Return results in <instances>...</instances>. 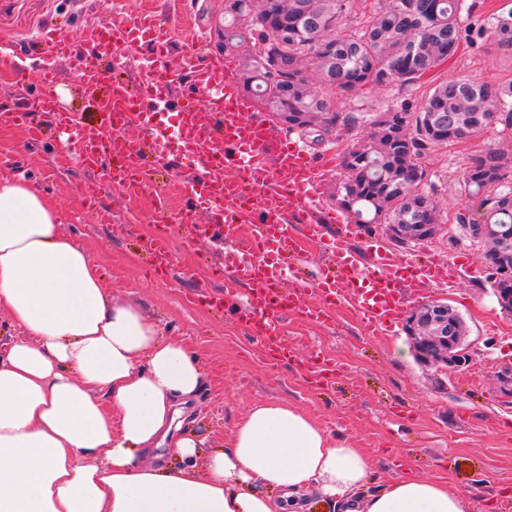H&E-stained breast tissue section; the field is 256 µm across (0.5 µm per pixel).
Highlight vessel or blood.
Segmentation results:
<instances>
[{
    "instance_id": "b4317fda",
    "label": "vessel or blood",
    "mask_w": 512,
    "mask_h": 512,
    "mask_svg": "<svg viewBox=\"0 0 512 512\" xmlns=\"http://www.w3.org/2000/svg\"><path fill=\"white\" fill-rule=\"evenodd\" d=\"M85 38L97 49L71 73L85 93H102L106 122L97 128L74 124L71 113L53 96L59 81L56 63L71 60L72 45L52 30L46 34L52 61L38 69L43 93L28 107L1 112L0 123L53 115L94 174L81 188L91 207L114 189L127 195L155 192L146 151L167 165L190 169V176L180 181V192L207 204L203 235L219 240L225 225H248V239L235 243L232 261L237 282L246 288L238 318L247 334L262 342L270 359L282 363L291 355L283 330L288 316L321 323L346 302L378 331L400 318L405 288L451 283L447 262L396 265L378 246H370L364 257L351 248L348 235L329 233L330 225L349 223L350 217L324 209L325 169L298 140L272 134L247 112L233 63L222 54L203 53L195 43L182 52L177 70H170L168 29L149 14L107 25L102 34L88 30ZM140 39L147 40L150 52L145 77L133 85L118 78L115 68L124 49ZM178 71L189 75L195 91L174 101L170 89ZM134 123L143 128V135L129 134ZM298 229L308 239L324 242L336 259L335 271L321 275L314 287L286 277L291 264L286 248ZM149 250L155 267L172 269L175 254L166 233L153 236Z\"/></svg>"
}]
</instances>
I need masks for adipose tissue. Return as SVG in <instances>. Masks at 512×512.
<instances>
[{"label":"adipose tissue","instance_id":"1","mask_svg":"<svg viewBox=\"0 0 512 512\" xmlns=\"http://www.w3.org/2000/svg\"><path fill=\"white\" fill-rule=\"evenodd\" d=\"M59 208L0 176V512H477L471 494L407 476L364 494L372 459L283 402L254 404L227 448L201 456L181 420L199 360L104 288ZM170 448L178 468L148 463Z\"/></svg>","mask_w":512,"mask_h":512}]
</instances>
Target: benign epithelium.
Masks as SVG:
<instances>
[{"label": "benign epithelium", "mask_w": 512, "mask_h": 512, "mask_svg": "<svg viewBox=\"0 0 512 512\" xmlns=\"http://www.w3.org/2000/svg\"><path fill=\"white\" fill-rule=\"evenodd\" d=\"M462 224L475 239L507 253L512 251V235L499 240L498 232L490 224L478 222L467 212H462ZM439 224H389V234L399 240H418L435 237ZM406 330L416 359L423 365L440 370H456L472 357L465 344L463 326L458 313L447 303L432 300L413 310L407 318Z\"/></svg>", "instance_id": "benign-epithelium-1"}]
</instances>
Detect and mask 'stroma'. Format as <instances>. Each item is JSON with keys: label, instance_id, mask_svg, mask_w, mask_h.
<instances>
[{"label": "stroma", "instance_id": "35a3bbf8", "mask_svg": "<svg viewBox=\"0 0 512 512\" xmlns=\"http://www.w3.org/2000/svg\"><path fill=\"white\" fill-rule=\"evenodd\" d=\"M147 11L172 32L175 51L190 46L206 32L207 51L224 50L217 27L224 0H0V110L15 109L37 91V64L46 45L43 29L57 25L75 50L84 47L83 32L100 21L131 20ZM56 98L87 125L102 122L96 98L74 83L68 62L58 65ZM456 76L512 82V57L498 51L492 38L461 48L419 83L401 87L370 83L353 91L343 112L361 105L388 104L415 110L429 88ZM369 125L329 135L305 133L304 144L328 169L323 184L327 209L337 207L336 187L344 172L339 154L366 139ZM493 149L512 158V129L496 124L478 139L430 147L420 157L437 190L434 195L443 231L412 244L390 239L374 224H357L355 246L378 241L396 260L430 258L455 266L446 287L407 293L406 308L442 299L464 319L473 360L456 371H438L414 357L403 324L373 332L351 309H338L332 320L309 323L289 317L288 345L297 365L270 361L232 313L216 315L192 301L193 291L222 294L244 301L245 288L229 276L216 278L225 263V246L199 236L188 239L178 200L181 170L160 172L174 207L155 210L151 198L129 200L121 192L104 195L95 211H87L78 193L90 174L75 148L62 144V130L43 115L34 128L0 125V176L25 173L63 210L65 236L82 245L96 264L113 299L137 304L158 326L162 337L181 339L202 363L205 384L182 429L204 440L209 449L227 447L233 429L258 401H283L313 416L331 436L352 440L373 458L368 483L376 491L405 472L438 478L454 492L472 493L491 503L492 512H512V397L502 392L500 375L512 368V314L504 313L492 293L486 247L471 240L456 220L474 204L459 183L472 157ZM166 226L176 252L174 268L154 273L145 246L158 226ZM322 353L338 370L335 383L314 385L303 360Z\"/></svg>", "mask_w": 512, "mask_h": 512}]
</instances>
